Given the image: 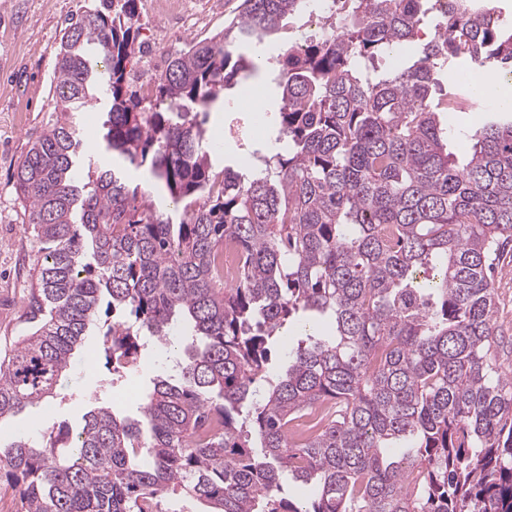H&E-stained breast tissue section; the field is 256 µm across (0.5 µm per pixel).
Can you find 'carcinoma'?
<instances>
[{
    "label": "carcinoma",
    "mask_w": 512,
    "mask_h": 512,
    "mask_svg": "<svg viewBox=\"0 0 512 512\" xmlns=\"http://www.w3.org/2000/svg\"><path fill=\"white\" fill-rule=\"evenodd\" d=\"M305 2L242 0L149 97L128 69L137 0H99L64 28L59 117L14 174L43 256L32 327L0 357V421L53 394L104 301L134 316L107 327L109 362L155 339L181 352L180 378L155 379L139 419L94 406L74 435L0 448L19 512H165L172 497L209 512H512V370L492 358L512 115L477 129L461 161L438 120L470 99L460 65L512 76V33L491 0H330L322 35L282 55L285 152L260 171L216 168L205 116L262 71L258 46ZM95 91L109 168L71 121ZM227 241L243 256L232 285L216 265ZM296 318L305 338L259 400ZM285 474L314 486L309 505L283 496Z\"/></svg>",
    "instance_id": "carcinoma-1"
}]
</instances>
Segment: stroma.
<instances>
[{
    "mask_svg": "<svg viewBox=\"0 0 512 512\" xmlns=\"http://www.w3.org/2000/svg\"><path fill=\"white\" fill-rule=\"evenodd\" d=\"M195 12L192 30L181 33L171 28L165 17L154 12L150 0H139L144 49L154 51L160 60L223 30L234 15L239 0H188ZM88 0H0V354L12 349L29 328L26 321L27 298L34 288L42 259L40 244L31 226L22 220V203L16 190L14 173L30 143L57 118L52 106L54 71L62 30L68 19ZM310 21L308 12L287 18L282 27L261 44L267 74L265 88L257 105L264 113L277 108L276 85L269 75L279 55L294 45ZM243 89L228 91L227 108L213 109L207 124L212 140L221 151L222 165L237 163L254 152L266 155L274 139L273 122L251 126V115L234 109ZM487 112L441 113L449 149L463 156L469 149L471 131L490 120ZM495 321L504 345L495 355L503 367H512V245L502 253L494 278ZM144 354L155 362L151 368L109 370L103 355L102 334L92 331L82 351L73 359L69 377L51 397L29 412L0 423V445L21 436L40 437L67 425L77 430L87 405L99 402L113 406L120 415L139 417V406L126 397L127 391H149L153 378L178 375L176 356L158 352L147 342ZM93 370H86V360Z\"/></svg>",
    "mask_w": 512,
    "mask_h": 512,
    "instance_id": "stroma-1",
    "label": "stroma"
}]
</instances>
